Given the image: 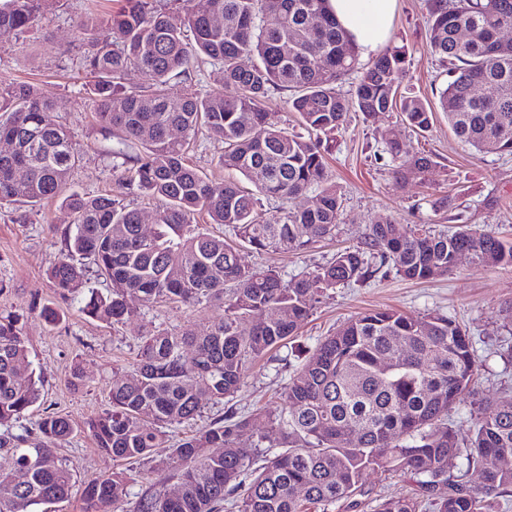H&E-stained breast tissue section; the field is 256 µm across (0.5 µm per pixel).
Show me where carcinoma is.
Returning <instances> with one entry per match:
<instances>
[{
	"instance_id": "1",
	"label": "carcinoma",
	"mask_w": 512,
	"mask_h": 512,
	"mask_svg": "<svg viewBox=\"0 0 512 512\" xmlns=\"http://www.w3.org/2000/svg\"><path fill=\"white\" fill-rule=\"evenodd\" d=\"M56 0H0V37L33 26ZM183 26L169 22L158 0H120L111 13L77 25L88 45L85 69L102 135L118 140L113 168L123 172L130 195L157 201L156 229L140 233V213L122 198L66 193L81 149L54 123V103L32 84H0V203L35 205L60 198L72 215L65 248L49 269L60 297H81L82 313L113 324L134 314L129 298L145 306L184 305L218 311L203 334L158 329L141 338L128 374L112 381L109 408L85 422L97 447L123 468L85 486L81 512H116L131 483L145 489L134 512H311L356 504L364 478L375 469L412 477L425 492L448 484L460 454L449 423L458 397L471 388L479 358L456 321L437 313L408 316L393 309L366 311L324 337L299 364L280 406L260 417L220 418L172 444L174 466L161 462L158 480L137 470L169 430L219 404L247 377L249 365L297 335L329 290L362 283L390 268L408 280L444 277L465 253L476 266H512V242L490 230L460 224L448 232L392 220L369 227L363 245L288 280L272 267L238 260L247 245L261 252L304 250L332 238L341 195L329 169L322 137L336 131L355 108L366 116L397 112L413 131L432 126L434 107L418 96H400L407 75L405 52L388 48L364 69L346 96L338 82L358 69V50L328 11V0H174ZM428 45L447 65L438 104L448 126L480 153L512 155V44L499 30L512 26V0H430ZM470 40L457 41L460 29ZM292 40L284 58L280 44ZM256 63L249 69L239 59ZM222 65L225 91L206 97L176 96L170 82L196 64ZM481 85L480 98L471 88ZM289 92L307 135L266 122V103ZM248 120H243L244 115ZM172 126L183 138L168 134ZM219 138V165L251 185L217 182L190 166L186 154L200 129ZM395 167L393 178H425L423 153L402 150L397 132L382 133ZM26 172L21 184L15 171ZM315 190L313 204L285 206ZM278 200L272 211L260 198ZM225 225L235 239L199 230L195 216ZM110 288H86L89 269ZM39 390L19 317L0 315V426L17 422L37 402ZM256 432L249 448L241 433ZM468 463L479 468L476 494L458 483L432 502L434 512H494V498L512 487V465L489 469L490 457L512 456V393L477 408ZM39 439L0 437L28 480L0 474V512H37L68 500L73 477L56 448L74 432L60 415L38 424ZM357 436L352 442L347 433ZM180 487L172 497L169 489ZM306 488V495L298 489ZM375 512H419L413 499H384Z\"/></svg>"
}]
</instances>
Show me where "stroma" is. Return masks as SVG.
I'll use <instances>...</instances> for the list:
<instances>
[{"label":"stroma","mask_w":512,"mask_h":512,"mask_svg":"<svg viewBox=\"0 0 512 512\" xmlns=\"http://www.w3.org/2000/svg\"><path fill=\"white\" fill-rule=\"evenodd\" d=\"M113 0H57L19 38L0 39V83L29 82L57 103L53 119L80 144L83 155L68 185L86 196H123L120 171L104 150L94 115L93 96L84 74L85 43L78 39L77 20L112 10ZM429 0H397L388 46L406 51L409 72L403 94L435 99L447 80L446 68L427 46ZM397 128L404 149L431 156L434 167L426 179L394 180L393 162L383 150L381 133ZM326 158L340 187L342 212L334 238L304 251L260 253L241 250L243 264L276 267L290 278L330 261L337 251L360 245L370 224L391 218L405 225L423 224L447 230L472 224L512 241V155L479 153L448 129L442 111H435L429 132L419 135L401 123L398 113L372 116L349 112L343 126L325 140ZM70 216L60 200L28 208L0 205V314L19 313L34 368L41 377L37 403L9 432L36 442L38 423L49 414L69 418L75 430L58 454L73 476L67 501L50 512H80L87 483L110 475L117 463L101 452L84 423L108 406L113 379L126 374L141 336L154 329L203 331L210 316L168 305L137 306L134 316L112 325L85 316L79 301H62L48 271L63 250ZM64 312L57 325L39 316L43 306ZM368 309H395L410 316L438 312L457 320L473 339L482 373L472 391L460 396L451 419L460 444L470 439V418L479 403L512 390V364L498 355L512 344V267L483 268L463 261L445 277L407 280L395 272L363 283L328 291L287 347L252 362L244 385L219 405H205L200 417L178 425L174 438L191 436L211 421L275 410L294 369L324 336ZM81 367L85 386L71 384ZM366 493L355 510L336 505L329 512H373L376 499L415 497L423 512H432L429 495L410 478L384 470L365 477Z\"/></svg>","instance_id":"35a3bbf8"}]
</instances>
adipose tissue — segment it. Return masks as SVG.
Here are the masks:
<instances>
[{"label": "adipose tissue", "instance_id": "1", "mask_svg": "<svg viewBox=\"0 0 512 512\" xmlns=\"http://www.w3.org/2000/svg\"><path fill=\"white\" fill-rule=\"evenodd\" d=\"M397 0H330L337 21L352 36L359 53H376L390 35Z\"/></svg>", "mask_w": 512, "mask_h": 512}]
</instances>
